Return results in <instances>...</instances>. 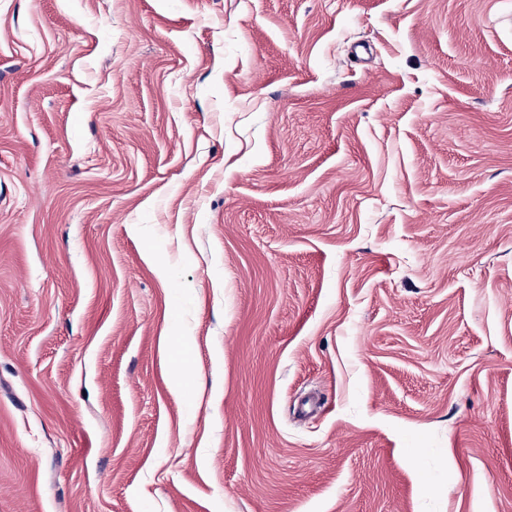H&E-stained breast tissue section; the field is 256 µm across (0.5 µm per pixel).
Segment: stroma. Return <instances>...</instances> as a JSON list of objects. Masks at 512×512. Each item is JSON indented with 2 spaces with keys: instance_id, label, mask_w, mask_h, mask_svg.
<instances>
[{
  "instance_id": "obj_1",
  "label": "stroma",
  "mask_w": 512,
  "mask_h": 512,
  "mask_svg": "<svg viewBox=\"0 0 512 512\" xmlns=\"http://www.w3.org/2000/svg\"><path fill=\"white\" fill-rule=\"evenodd\" d=\"M512 0H0V512H512Z\"/></svg>"
}]
</instances>
